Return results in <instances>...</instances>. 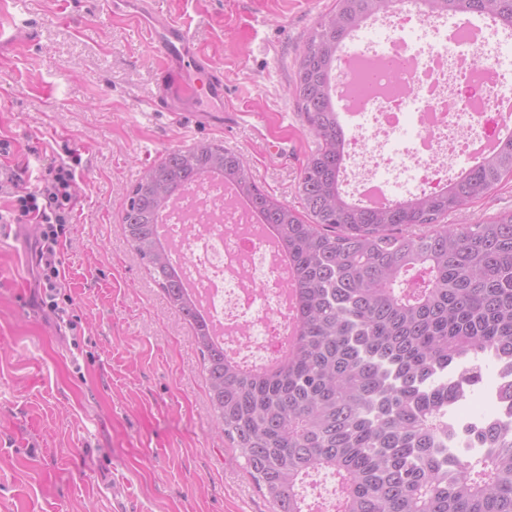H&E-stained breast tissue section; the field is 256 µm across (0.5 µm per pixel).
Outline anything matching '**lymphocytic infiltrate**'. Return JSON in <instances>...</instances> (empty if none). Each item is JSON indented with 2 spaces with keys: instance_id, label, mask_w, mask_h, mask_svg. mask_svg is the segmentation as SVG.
<instances>
[{
  "instance_id": "obj_1",
  "label": "lymphocytic infiltrate",
  "mask_w": 512,
  "mask_h": 512,
  "mask_svg": "<svg viewBox=\"0 0 512 512\" xmlns=\"http://www.w3.org/2000/svg\"><path fill=\"white\" fill-rule=\"evenodd\" d=\"M10 153V141L0 139V196L11 200L7 221L37 225V267L44 286L42 306L54 318L76 326V318L70 317L67 309L71 299L61 294L63 275L58 248L74 221L82 158L79 153L68 151L66 161L45 165L35 185L29 186L22 168L4 164V157Z\"/></svg>"
}]
</instances>
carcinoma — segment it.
<instances>
[{
  "label": "carcinoma",
  "instance_id": "1",
  "mask_svg": "<svg viewBox=\"0 0 512 512\" xmlns=\"http://www.w3.org/2000/svg\"><path fill=\"white\" fill-rule=\"evenodd\" d=\"M391 3L336 0L307 38L293 88L317 140L297 185L305 213L261 189L243 154L199 141L144 169L122 223L190 327L216 430L274 512H308L302 489L320 470L339 479L336 512H512L506 428L486 420L473 434L484 454L448 456L462 403L448 376L487 358L512 366V212L438 223L512 178V138L435 194L368 207L342 188L338 45ZM424 13L512 22V0H427ZM213 176L273 225L291 269L296 334L261 368L226 356L156 232L173 198Z\"/></svg>",
  "mask_w": 512,
  "mask_h": 512
}]
</instances>
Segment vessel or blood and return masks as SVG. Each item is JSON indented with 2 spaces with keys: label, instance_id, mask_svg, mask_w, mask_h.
Listing matches in <instances>:
<instances>
[{
  "label": "vessel or blood",
  "instance_id": "vessel-or-blood-1",
  "mask_svg": "<svg viewBox=\"0 0 512 512\" xmlns=\"http://www.w3.org/2000/svg\"><path fill=\"white\" fill-rule=\"evenodd\" d=\"M149 35L165 64L176 65L194 76L192 83L178 93L169 78H162L152 100L154 111L167 112L202 127L210 125L213 115L209 106L224 104V79L196 48L189 26L161 16Z\"/></svg>",
  "mask_w": 512,
  "mask_h": 512
}]
</instances>
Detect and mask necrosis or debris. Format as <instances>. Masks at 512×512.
Returning a JSON list of instances; mask_svg holds the SVG:
<instances>
[{"mask_svg":"<svg viewBox=\"0 0 512 512\" xmlns=\"http://www.w3.org/2000/svg\"><path fill=\"white\" fill-rule=\"evenodd\" d=\"M378 21L392 35L375 54L402 57L408 65L396 76L371 70L362 80L351 78V58L336 61L348 80L344 92L355 120L347 146L350 191L379 198L439 192L449 165L471 161L500 132L502 112L512 108V78L500 47L471 22L449 27L426 18L417 0H393ZM254 222L248 207L227 200L216 185L185 195L165 217L183 256V279L202 313L219 326V342L261 366L278 355L291 319L285 274L261 239L241 232ZM451 381L465 401L482 398L488 418L512 428V404L501 397L512 371L496 367L489 385L463 372Z\"/></svg>","mask_w":512,"mask_h":512,"instance_id":"obj_1","label":"necrosis or debris"}]
</instances>
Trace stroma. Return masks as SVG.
I'll return each mask as SVG.
<instances>
[{"label": "stroma", "mask_w": 512, "mask_h": 512, "mask_svg": "<svg viewBox=\"0 0 512 512\" xmlns=\"http://www.w3.org/2000/svg\"><path fill=\"white\" fill-rule=\"evenodd\" d=\"M0 0V139L39 173L70 147L86 167L60 250L69 330L38 309V228L0 236V512H273L212 426L201 357L131 254L121 214L143 168L199 141L237 150L260 187L297 204L316 142L292 93L305 39L335 0H158L224 77V121L152 111L161 60L139 0ZM512 210V180L460 212Z\"/></svg>", "instance_id": "1"}]
</instances>
